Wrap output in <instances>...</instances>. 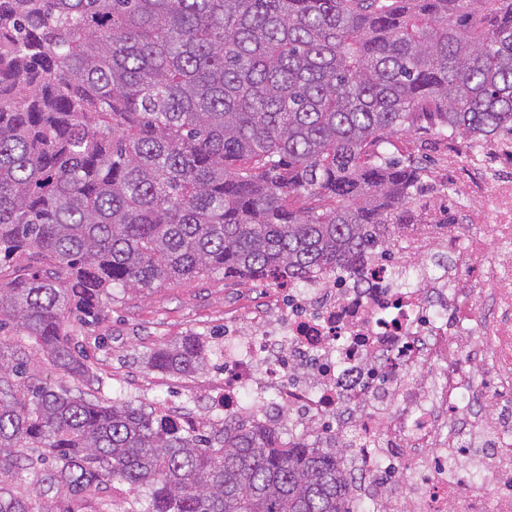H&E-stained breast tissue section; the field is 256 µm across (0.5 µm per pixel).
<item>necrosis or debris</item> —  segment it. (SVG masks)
<instances>
[{
	"instance_id": "1",
	"label": "necrosis or debris",
	"mask_w": 512,
	"mask_h": 512,
	"mask_svg": "<svg viewBox=\"0 0 512 512\" xmlns=\"http://www.w3.org/2000/svg\"><path fill=\"white\" fill-rule=\"evenodd\" d=\"M467 163L488 199L476 230L432 224L343 279L288 284L251 335L224 339L225 417L253 416L248 389L273 435L343 437L346 496L375 512H512V177L480 145ZM468 278L489 286L481 305Z\"/></svg>"
}]
</instances>
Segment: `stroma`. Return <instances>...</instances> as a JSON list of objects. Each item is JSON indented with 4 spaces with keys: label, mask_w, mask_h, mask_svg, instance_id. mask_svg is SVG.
<instances>
[{
    "label": "stroma",
    "mask_w": 512,
    "mask_h": 512,
    "mask_svg": "<svg viewBox=\"0 0 512 512\" xmlns=\"http://www.w3.org/2000/svg\"><path fill=\"white\" fill-rule=\"evenodd\" d=\"M467 139L434 130L395 135L391 153L422 169L424 191L419 205L455 208L460 223L476 226L486 203L469 196L468 182H448V156L466 151ZM273 294L259 282H243L220 274L182 279L144 292L113 289L102 320L78 330L88 356L91 377L78 383L64 378L43 353H29L27 372L32 383L64 387L109 402L122 399L145 409L165 406L195 416L200 432L222 429L224 416L214 410L207 393L221 387L224 373L216 365L203 372L176 376L147 363L151 349L186 334L205 338L213 348L224 345L229 329L249 319Z\"/></svg>",
    "instance_id": "stroma-1"
}]
</instances>
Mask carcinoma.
Returning a JSON list of instances; mask_svg holds the SVG:
<instances>
[{
  "label": "carcinoma",
  "instance_id": "cac0c4a2",
  "mask_svg": "<svg viewBox=\"0 0 512 512\" xmlns=\"http://www.w3.org/2000/svg\"><path fill=\"white\" fill-rule=\"evenodd\" d=\"M425 126L512 135V0H0V512L114 480L142 512H358L335 451L257 418L206 439L18 390L12 337L88 381L74 326L114 288L343 275L428 223L421 168L386 149ZM208 361L195 335L148 354L184 376Z\"/></svg>",
  "mask_w": 512,
  "mask_h": 512
}]
</instances>
